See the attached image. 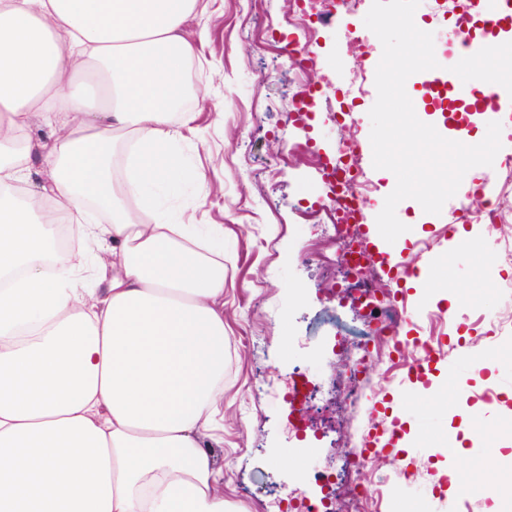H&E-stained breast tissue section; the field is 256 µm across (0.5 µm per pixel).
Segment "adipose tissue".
<instances>
[{
  "instance_id": "1",
  "label": "adipose tissue",
  "mask_w": 512,
  "mask_h": 512,
  "mask_svg": "<svg viewBox=\"0 0 512 512\" xmlns=\"http://www.w3.org/2000/svg\"><path fill=\"white\" fill-rule=\"evenodd\" d=\"M195 2L0 0V512H227L202 441L224 391V227L168 206L189 179L173 115ZM59 113L39 150L34 118ZM37 159L79 260L18 197Z\"/></svg>"
}]
</instances>
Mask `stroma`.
Listing matches in <instances>:
<instances>
[{"instance_id":"1","label":"stroma","mask_w":512,"mask_h":512,"mask_svg":"<svg viewBox=\"0 0 512 512\" xmlns=\"http://www.w3.org/2000/svg\"><path fill=\"white\" fill-rule=\"evenodd\" d=\"M324 21L300 16L293 0H198L187 33L194 45L186 83L187 111L196 119L182 145L197 178L171 202L187 224L224 227L223 430L215 454L224 468L221 491L233 512H296V494L321 507L315 472L340 468L356 452L355 434L378 437L377 457L360 473L373 483L379 512H512V428L492 442L484 430L512 413V373L477 375L475 360L512 350L501 323L512 311V274L493 258L512 241V223L474 227L466 259L448 238L449 212L429 214L412 199L399 203L409 230L384 249L402 266L435 263L425 286L401 288L393 272L367 276L372 285L406 292L400 334L440 348L423 375L411 372L417 352L406 348L391 378L376 365L365 372L362 410L336 406L349 385L357 342L373 328L338 262L334 214L321 163L342 145L368 146L369 111L377 92V54L357 58L354 38L377 44L363 14ZM415 20L438 36L454 80L460 67L452 0H421ZM318 86L316 118L303 126L297 103ZM360 169L374 185L363 213L375 223L395 185L368 153ZM304 377L313 390L300 441L288 427L286 382ZM471 426L468 454L452 465L460 479L486 466L492 493L465 498L442 475L435 451L449 431Z\"/></svg>"}]
</instances>
